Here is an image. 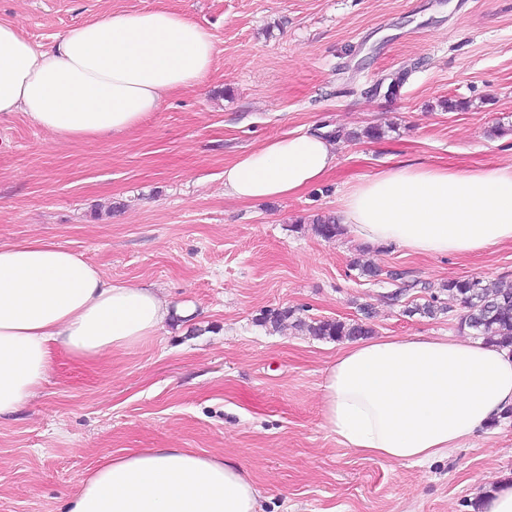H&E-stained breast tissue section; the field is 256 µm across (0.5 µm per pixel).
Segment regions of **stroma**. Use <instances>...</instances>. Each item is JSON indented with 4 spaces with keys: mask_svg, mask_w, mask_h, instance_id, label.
Instances as JSON below:
<instances>
[{
    "mask_svg": "<svg viewBox=\"0 0 512 512\" xmlns=\"http://www.w3.org/2000/svg\"><path fill=\"white\" fill-rule=\"evenodd\" d=\"M157 6L212 35L205 83L118 137L63 143L22 114L1 117L0 242H57L193 314L98 364L58 351L38 397L0 421V512H65L102 457L137 448L245 462L262 512H471L487 478L512 474V419L425 466L357 454L322 426L340 342L259 317L367 312L378 336L470 337L440 286L512 284V244L421 257L327 241L311 221L402 162L512 165V0H0V18L49 45L88 19ZM370 126L381 138L364 137ZM319 129L340 135L322 183L266 203L225 197L240 154ZM360 259L419 286L396 296ZM433 289L448 313L405 315Z\"/></svg>",
    "mask_w": 512,
    "mask_h": 512,
    "instance_id": "1",
    "label": "stroma"
}]
</instances>
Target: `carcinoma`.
Returning a JSON list of instances; mask_svg holds the SVG:
<instances>
[{
    "instance_id": "carcinoma-1",
    "label": "carcinoma",
    "mask_w": 512,
    "mask_h": 512,
    "mask_svg": "<svg viewBox=\"0 0 512 512\" xmlns=\"http://www.w3.org/2000/svg\"><path fill=\"white\" fill-rule=\"evenodd\" d=\"M314 233L325 239L333 240L344 235L345 228L336 223L333 216H318L312 220ZM439 292H446L459 299L467 313L461 318L460 325L475 332L476 335L512 352V288H503L499 284L480 277L452 279L441 285ZM447 308L438 304V296L430 294L422 304H416L405 310L409 316L434 317L444 314ZM293 320L294 326L319 339L341 341L352 340L373 333L372 326L363 320L346 322L340 319L305 320L294 317L291 310H272L264 312L259 322L278 328L284 321Z\"/></svg>"
}]
</instances>
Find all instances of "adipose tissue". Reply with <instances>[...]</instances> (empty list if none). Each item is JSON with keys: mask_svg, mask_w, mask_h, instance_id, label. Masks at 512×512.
<instances>
[{"mask_svg": "<svg viewBox=\"0 0 512 512\" xmlns=\"http://www.w3.org/2000/svg\"><path fill=\"white\" fill-rule=\"evenodd\" d=\"M216 46L165 8L115 11L50 45L0 19V116L24 113L61 141L129 133L174 91L202 85ZM337 144L313 132L274 139L224 168V193L267 202L302 192L336 166ZM368 246L466 256L512 243V165L448 169L403 162L336 201ZM152 289L108 279L45 239L0 244V420L31 403L54 354L95 362L133 349L170 320ZM324 427L356 453L424 465L464 447L512 407V353L454 336H385L340 348L320 385ZM67 512H259L239 462L189 448L104 457Z\"/></svg>", "mask_w": 512, "mask_h": 512, "instance_id": "adipose-tissue-1", "label": "adipose tissue"}]
</instances>
